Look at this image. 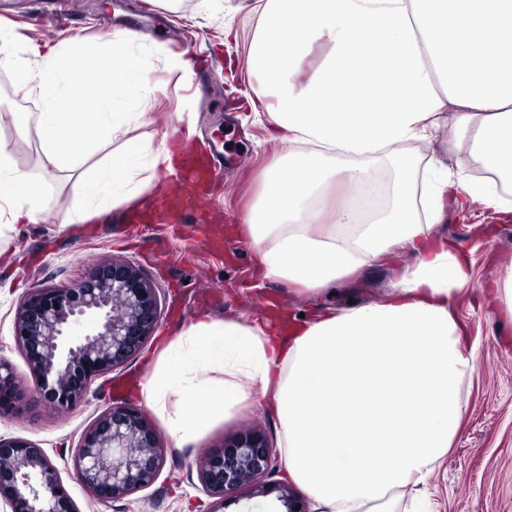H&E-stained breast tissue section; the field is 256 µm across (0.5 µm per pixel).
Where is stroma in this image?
<instances>
[{
	"mask_svg": "<svg viewBox=\"0 0 512 512\" xmlns=\"http://www.w3.org/2000/svg\"><path fill=\"white\" fill-rule=\"evenodd\" d=\"M258 0H0V16L34 43L68 38L96 41L131 26L148 35L140 61L152 101L151 125L130 128L127 137L161 144L175 138L179 112L192 113L209 149L224 156V175L198 222L121 223V210L100 224L61 229L70 183L61 177L44 187L51 208L46 221L21 225L7 254L0 256V358L9 361L25 390L34 377L14 340L16 312L28 294L82 280L92 264L112 259L133 263L157 288L162 312L147 346L126 364L94 379L83 400L59 411L30 398L22 411L0 414V438L28 439L51 456L61 480L81 512H214L215 500L197 480L199 448L223 447L225 440L257 428L271 442L280 439L277 419L246 408L205 436L200 446L174 447L162 436L165 459L157 481L123 500L99 503L77 481L73 456L82 431L108 406L142 408L136 389L163 337L198 314L217 318L270 317L273 305L294 314L318 307H342L381 296L397 271L356 277L312 297L282 284H263L254 276L256 255L225 234L227 225L257 194V173L273 158L268 141L266 99L244 68L256 27ZM0 113L35 112L40 98L15 69L0 67ZM469 252L471 281L457 296L453 315L467 328L465 343L477 355V368L464 387L466 411L452 448L432 482L435 512H512V323L476 302L479 288L512 269V222L474 204L446 209L440 226ZM126 383L124 397L113 396L112 382Z\"/></svg>",
	"mask_w": 512,
	"mask_h": 512,
	"instance_id": "obj_1",
	"label": "stroma"
}]
</instances>
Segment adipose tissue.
<instances>
[{"instance_id":"ef3b65f1","label":"adipose tissue","mask_w":512,"mask_h":512,"mask_svg":"<svg viewBox=\"0 0 512 512\" xmlns=\"http://www.w3.org/2000/svg\"><path fill=\"white\" fill-rule=\"evenodd\" d=\"M143 41L125 28L99 49L26 44L19 75L36 81L41 105L11 122L19 137L36 133L42 178L0 143V238L39 223L58 173L72 180L69 226L135 202L180 163L145 140L86 166L129 124L150 122L144 82L127 75ZM245 65L288 146L229 228L261 276L318 295L387 260L402 272L378 301L308 319L198 317L164 342L140 396L178 448L265 400L287 474L318 512H396L402 496L428 512L425 488L477 366L452 313L472 259L435 227L448 206L512 216V0H263ZM385 166L396 177L382 193Z\"/></svg>"}]
</instances>
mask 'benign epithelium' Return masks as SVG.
Masks as SVG:
<instances>
[{
  "label": "benign epithelium",
  "mask_w": 512,
  "mask_h": 512,
  "mask_svg": "<svg viewBox=\"0 0 512 512\" xmlns=\"http://www.w3.org/2000/svg\"><path fill=\"white\" fill-rule=\"evenodd\" d=\"M159 317L158 289L134 265L114 260L93 266L73 287L43 288L24 299L15 342L39 379L37 394L58 410H71L95 376L123 365L148 342ZM82 319L94 325L76 338L71 329ZM24 400L17 374L1 358L0 413L18 410ZM159 440L144 414L114 405L83 431L74 456L77 479L102 503L146 489L164 465ZM276 456L265 434L252 429L202 455L197 479L223 506L240 500L241 489L270 472ZM258 492L277 493L283 512H308L285 484ZM0 501L10 512H79L50 457L24 438L0 439Z\"/></svg>",
  "instance_id": "benign-epithelium-1"
}]
</instances>
